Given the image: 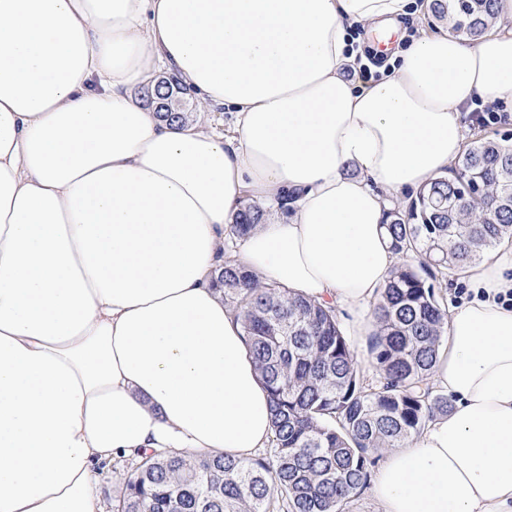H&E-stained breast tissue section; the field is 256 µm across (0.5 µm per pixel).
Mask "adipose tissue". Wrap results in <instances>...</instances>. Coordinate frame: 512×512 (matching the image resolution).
Here are the masks:
<instances>
[{"mask_svg":"<svg viewBox=\"0 0 512 512\" xmlns=\"http://www.w3.org/2000/svg\"><path fill=\"white\" fill-rule=\"evenodd\" d=\"M415 0H0V512H101L97 465L149 449L250 458L269 398L212 279L237 261L349 315L360 345L396 257L393 200L444 175L463 108L512 111V0L468 44L407 37L380 77L349 31ZM168 69L218 136L135 94ZM432 381L453 408L390 449L381 512H512V244L465 272ZM265 210L256 203H245L237 212L233 224H230L229 242L233 245L237 240L243 239L252 230L262 224Z\"/></svg>","mask_w":512,"mask_h":512,"instance_id":"1","label":"adipose tissue"}]
</instances>
